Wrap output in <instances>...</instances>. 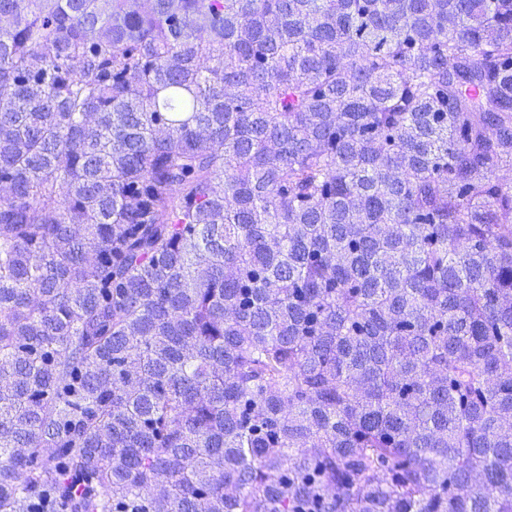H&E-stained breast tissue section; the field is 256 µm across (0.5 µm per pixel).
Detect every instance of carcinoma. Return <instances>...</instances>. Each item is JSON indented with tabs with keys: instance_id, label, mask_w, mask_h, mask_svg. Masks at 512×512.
<instances>
[{
	"instance_id": "obj_1",
	"label": "carcinoma",
	"mask_w": 512,
	"mask_h": 512,
	"mask_svg": "<svg viewBox=\"0 0 512 512\" xmlns=\"http://www.w3.org/2000/svg\"><path fill=\"white\" fill-rule=\"evenodd\" d=\"M0 0V512H512V0Z\"/></svg>"
}]
</instances>
